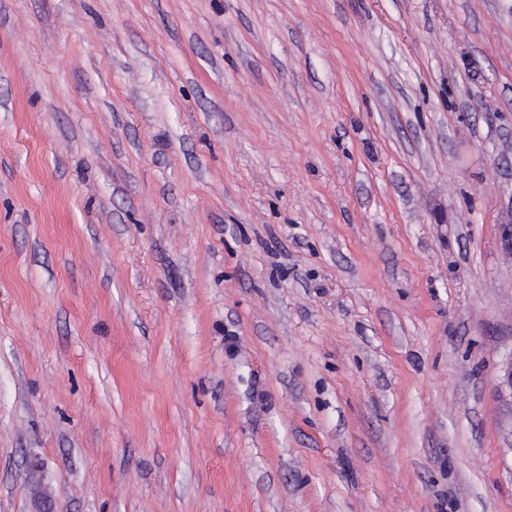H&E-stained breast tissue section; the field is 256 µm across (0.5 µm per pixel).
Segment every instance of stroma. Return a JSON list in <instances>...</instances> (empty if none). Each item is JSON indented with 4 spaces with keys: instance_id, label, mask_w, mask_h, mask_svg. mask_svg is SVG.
Returning a JSON list of instances; mask_svg holds the SVG:
<instances>
[{
    "instance_id": "obj_1",
    "label": "stroma",
    "mask_w": 512,
    "mask_h": 512,
    "mask_svg": "<svg viewBox=\"0 0 512 512\" xmlns=\"http://www.w3.org/2000/svg\"><path fill=\"white\" fill-rule=\"evenodd\" d=\"M512 0H0V512H512Z\"/></svg>"
}]
</instances>
